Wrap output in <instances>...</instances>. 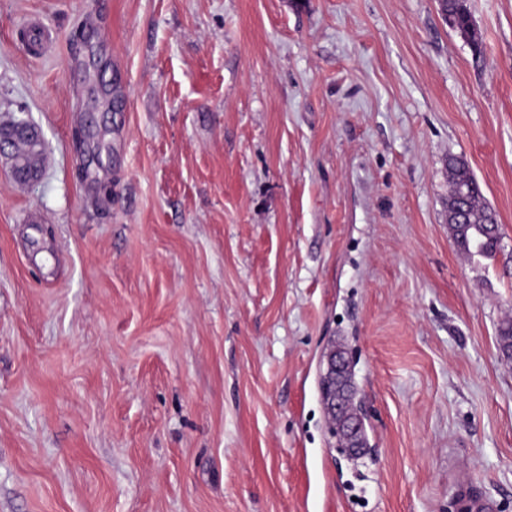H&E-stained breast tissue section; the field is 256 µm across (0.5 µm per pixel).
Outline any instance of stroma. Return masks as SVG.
I'll return each mask as SVG.
<instances>
[{
    "instance_id": "stroma-1",
    "label": "stroma",
    "mask_w": 512,
    "mask_h": 512,
    "mask_svg": "<svg viewBox=\"0 0 512 512\" xmlns=\"http://www.w3.org/2000/svg\"><path fill=\"white\" fill-rule=\"evenodd\" d=\"M467 6L479 55L438 0H0V125L44 140L0 157V512H512V0ZM448 168L453 169L466 186L470 188L469 210L471 217L475 219L471 224H448L450 237L453 239L456 248L461 252L474 256L492 257L495 254L499 238L501 237L500 224H485L490 216L496 214L484 202L481 187L473 172L469 171L466 163L458 158L448 160ZM448 220L459 221L461 206L466 202L468 188L453 178V172L448 173ZM481 241V250L473 252L471 243ZM334 346H336V353L340 355L345 353V343L341 336L332 342L331 348ZM336 353L326 357V367L321 374L330 390L326 396L325 411L335 428L333 433L336 438L354 453L359 448L356 440L358 424L352 410L353 393L347 388L343 378V369L345 364H350V360L346 353L343 357H336Z\"/></svg>"
}]
</instances>
